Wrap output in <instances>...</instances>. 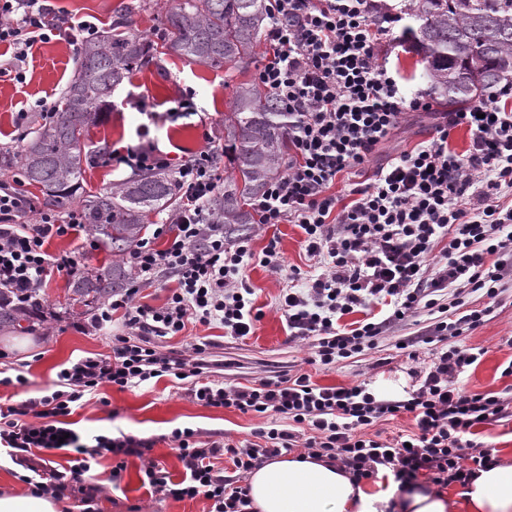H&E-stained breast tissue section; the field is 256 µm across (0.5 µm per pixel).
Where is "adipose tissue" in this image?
Returning <instances> with one entry per match:
<instances>
[{"instance_id":"1","label":"adipose tissue","mask_w":512,"mask_h":512,"mask_svg":"<svg viewBox=\"0 0 512 512\" xmlns=\"http://www.w3.org/2000/svg\"><path fill=\"white\" fill-rule=\"evenodd\" d=\"M256 512H387L394 488L354 484L336 467L312 459L275 458L250 475ZM404 512H512V460L480 472L461 501L435 488L403 496Z\"/></svg>"}]
</instances>
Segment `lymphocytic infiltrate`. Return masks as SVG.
<instances>
[{"instance_id":"obj_1","label":"lymphocytic infiltrate","mask_w":512,"mask_h":512,"mask_svg":"<svg viewBox=\"0 0 512 512\" xmlns=\"http://www.w3.org/2000/svg\"><path fill=\"white\" fill-rule=\"evenodd\" d=\"M266 2L265 40L272 54L257 81L288 114L291 151L284 173L267 183L252 208L259 223L297 226L307 256L322 267L310 288L288 286L280 301L290 337L313 342L309 368L227 386L210 379L205 343L170 353L149 346L150 338L179 335L190 324L249 336L258 316L245 269L255 257L249 239H225L223 225L211 218L224 154L216 136H207L204 150L175 166L153 147L112 150L107 159L119 165L173 169L183 203L129 254L134 285L112 294L91 319L97 330L120 320L111 354L69 362L57 374L56 390L0 410V447L12 459L27 464L35 451L59 448L77 456L70 469L33 482L34 495L57 500L74 488L85 503L94 502L99 489L85 485L84 475L91 460L104 454L114 460L113 480L135 457L152 493L176 501L201 496L210 501V512H254L249 474L299 447L309 458L336 464L356 483L388 472L403 493L422 481L441 489L465 487L479 471L500 464L477 436L486 425L512 419V388L467 389L460 376L480 355L457 339L487 314L483 308L463 313L469 298L495 299L512 278V206L499 199L501 191L512 192V82L471 107L442 113L429 140L373 169L370 161L401 115L432 109L429 90L407 92L382 55L396 16L379 0ZM56 13L50 0H0V44L13 48L21 62L36 44L57 38L74 45L78 33L97 35L94 22L74 23ZM458 127L470 135L462 153L448 144ZM341 176L357 181L347 202L330 191ZM81 224L76 209L34 212L1 179L0 290L23 306L42 299L51 271L85 272L75 253L47 250L52 239L76 233ZM162 236L167 247L155 248ZM163 276L173 282L164 303H137ZM372 304L382 306L384 318L342 324L343 316ZM423 309L437 311L434 331L442 346L417 371L406 396L387 398L364 382H313L311 369H329L375 349L388 327ZM164 376L183 378L206 406L276 415L292 427H262L253 439L238 442L174 430L185 471L177 482L151 457L153 440L122 433L99 435L89 444L61 422L101 384L125 389ZM403 415L413 421L411 433L385 438L376 432L378 423Z\"/></svg>"}]
</instances>
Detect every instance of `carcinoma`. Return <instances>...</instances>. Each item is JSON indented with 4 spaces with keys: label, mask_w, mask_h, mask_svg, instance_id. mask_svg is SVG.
<instances>
[{
    "label": "carcinoma",
    "mask_w": 512,
    "mask_h": 512,
    "mask_svg": "<svg viewBox=\"0 0 512 512\" xmlns=\"http://www.w3.org/2000/svg\"><path fill=\"white\" fill-rule=\"evenodd\" d=\"M420 24L414 50L426 61L421 78L448 105H465L505 80H512V0H415ZM268 19L265 0H175L163 17L166 51L214 68H237L258 46ZM156 48L115 24L109 34L85 41L74 78L48 122L39 126L16 160L0 154V169L20 167L24 182L37 186L44 204L65 210L82 200L83 223L112 262L70 285L72 305L90 308L129 287L134 272L123 257L141 239L146 220L176 195L169 176L133 175L120 185L83 196L81 136L102 119L115 88L149 66ZM287 113L257 83L234 90L224 118V157L231 175L224 192L209 204L224 236L248 234L252 214L246 201L260 194L281 172L288 157ZM39 308L10 303L0 291V327L20 324Z\"/></svg>",
    "instance_id": "carcinoma-1"
}]
</instances>
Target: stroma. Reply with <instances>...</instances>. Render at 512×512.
<instances>
[{"label":"stroma","mask_w":512,"mask_h":512,"mask_svg":"<svg viewBox=\"0 0 512 512\" xmlns=\"http://www.w3.org/2000/svg\"><path fill=\"white\" fill-rule=\"evenodd\" d=\"M172 0H54L55 7L73 22H95L100 31H108L113 20L124 17L127 30L162 44L161 19ZM392 13L401 17L393 33L389 64L407 77L408 88H418L415 73L423 64L415 52L401 40L403 29L414 27L411 0H383ZM268 51L260 44L251 59L240 68H213L175 55H158L153 63L135 72L130 81L118 89L101 123L91 126L83 139L90 151L109 152L116 148L149 143L172 163L199 151L206 132H224V117L232 107L233 90L238 84L255 80L259 65ZM76 50L69 43L55 41L35 45L28 53L22 71H15L11 49L0 45V147L21 150L30 132L41 121L35 112L37 100L60 102L67 84L75 74ZM192 95L195 113L170 120L167 112L176 101ZM27 113L25 124H18L19 113ZM432 114H404L398 128L374 157L381 164L402 151L427 140L432 129ZM280 238V267L271 269L251 262L246 269L255 290V305L262 317L255 322L247 338L225 335L222 327H189L181 335L157 338L153 344L159 352L181 349L182 345L201 337L210 344L207 359L212 379L228 385H249L265 378H276L304 368L312 352L307 340H289L288 327L279 309L282 288L288 277L299 272L297 287H306L315 270L301 246L300 230L290 224L251 225L248 237L253 251H261L272 236ZM71 278L66 273H52L43 301L41 317L22 322L20 327L0 330V370L26 365L29 384L24 388L0 386V408L26 397L41 396L53 385L58 371L69 361L91 354L107 355L112 351L110 336L90 327L92 311L67 310ZM490 312L475 330L463 333L461 342L483 349L477 365L463 374L467 388L482 392H499L512 385V376L502 371L512 362V287L490 301ZM432 316L420 314L416 320L387 330L377 349L357 358L337 363L335 367L314 373L313 382L323 386L369 382L375 391L401 396L412 379L409 360L401 356L397 340L416 343L419 360L427 366L434 350L429 339L433 334ZM72 429L83 436L125 432L153 439V458L161 462L174 479H181L183 468L171 442L174 429L192 428L215 439L229 436L235 440L250 438L252 432L267 423L266 418L243 414L232 408H213L194 400L185 386L160 378L147 386L121 390L101 385L82 399L66 418ZM113 460L98 458L85 475L86 484L106 486L98 498V512H209L210 503L202 497L173 501L153 495L144 487L141 462L128 458L118 485L109 486Z\"/></svg>","instance_id":"1"}]
</instances>
